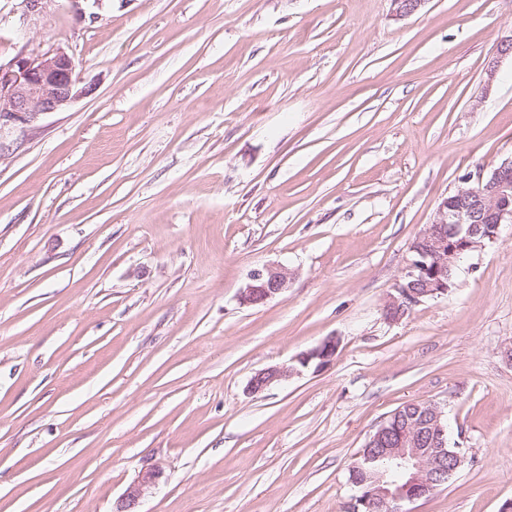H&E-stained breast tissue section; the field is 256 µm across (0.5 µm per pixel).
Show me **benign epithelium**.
<instances>
[{"mask_svg": "<svg viewBox=\"0 0 512 512\" xmlns=\"http://www.w3.org/2000/svg\"><path fill=\"white\" fill-rule=\"evenodd\" d=\"M75 70L73 58L61 48L35 57L21 52L10 62L0 63V157L12 152L46 115L89 94ZM511 223L512 158L498 163L488 178L480 174L474 185L467 178L454 195L442 198L432 222L410 245V257L383 307L384 318L397 323L421 303L448 294L460 258L483 246L485 239H497L501 225ZM291 279L290 271L281 265L256 269L240 291V303L265 304L286 290ZM336 350V339L329 338L298 356L294 365L258 372L249 382V391L258 394L286 381L298 367L314 360L326 366ZM400 413L398 409L390 414L357 453L354 468L364 462L377 466L372 485L359 489L351 512H361L360 506L369 502L375 512H402L405 503L426 497L448 482L463 462L458 449L448 447L447 425L437 405L424 404L406 420ZM159 475L154 468L141 471L115 512H136L139 500Z\"/></svg>", "mask_w": 512, "mask_h": 512, "instance_id": "benign-epithelium-1", "label": "benign epithelium"}]
</instances>
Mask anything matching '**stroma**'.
Returning <instances> with one entry per match:
<instances>
[{
	"label": "stroma",
	"instance_id": "35a3bbf8",
	"mask_svg": "<svg viewBox=\"0 0 512 512\" xmlns=\"http://www.w3.org/2000/svg\"><path fill=\"white\" fill-rule=\"evenodd\" d=\"M512 0H0V61L90 95L0 157V512H347L355 454L434 403L465 461L411 512L512 503V224L387 322L417 234L512 155ZM289 269L247 307L252 270ZM336 338L330 365L257 372ZM292 274L281 265H266L249 275L241 289L239 300L242 305L254 306L267 303L288 288ZM297 372L298 368L295 365L269 367L254 375L249 382V391L252 394H258L275 382L288 380ZM159 475L160 472L154 468L141 471L121 496L115 512H139L134 509L145 492L155 485Z\"/></svg>",
	"mask_w": 512,
	"mask_h": 512
}]
</instances>
